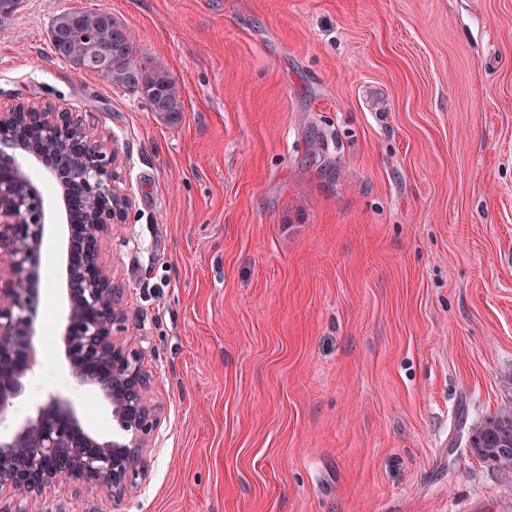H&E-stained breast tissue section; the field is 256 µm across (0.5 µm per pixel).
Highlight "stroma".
Returning a JSON list of instances; mask_svg holds the SVG:
<instances>
[{
  "mask_svg": "<svg viewBox=\"0 0 512 512\" xmlns=\"http://www.w3.org/2000/svg\"><path fill=\"white\" fill-rule=\"evenodd\" d=\"M104 10L177 79L178 124L54 54L53 17ZM50 104L130 156L131 245L104 259L145 324L161 406L116 512H512L469 449L512 402V0H21L0 106ZM43 365L71 376L56 185Z\"/></svg>",
  "mask_w": 512,
  "mask_h": 512,
  "instance_id": "1",
  "label": "stroma"
}]
</instances>
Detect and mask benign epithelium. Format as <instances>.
<instances>
[{"label":"benign epithelium","mask_w":512,"mask_h":512,"mask_svg":"<svg viewBox=\"0 0 512 512\" xmlns=\"http://www.w3.org/2000/svg\"><path fill=\"white\" fill-rule=\"evenodd\" d=\"M33 156L57 182L65 207L67 307L62 342L69 372L96 384L112 407L118 433L100 443L82 429L70 400L52 393L0 433V512H64L46 506L57 485L79 500L94 492L116 505L142 474V453L153 445L160 407L150 400L152 374L142 325L128 323L124 289L102 259L105 243L126 226L132 198L121 187L130 157L97 139L79 116L51 106L0 110V424L8 419L24 380L40 363L34 342L40 250L46 233L44 198L24 165Z\"/></svg>","instance_id":"7a95c632"}]
</instances>
